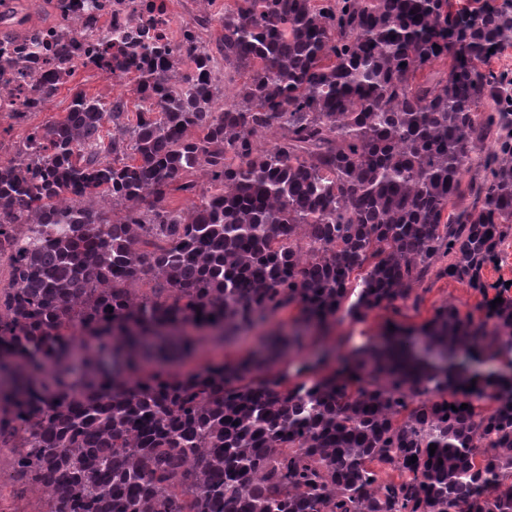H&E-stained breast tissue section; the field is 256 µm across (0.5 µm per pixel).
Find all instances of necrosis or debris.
Segmentation results:
<instances>
[{"label":"necrosis or debris","mask_w":512,"mask_h":512,"mask_svg":"<svg viewBox=\"0 0 512 512\" xmlns=\"http://www.w3.org/2000/svg\"><path fill=\"white\" fill-rule=\"evenodd\" d=\"M16 2L0 0V31L13 33L0 46V119L47 111L38 90L49 79L90 73L113 86L133 79V70L92 65L98 46L109 41L136 49L146 30L166 48L167 65L195 56L199 32L194 23L177 20L172 0H30L32 14L24 19L16 15Z\"/></svg>","instance_id":"obj_1"}]
</instances>
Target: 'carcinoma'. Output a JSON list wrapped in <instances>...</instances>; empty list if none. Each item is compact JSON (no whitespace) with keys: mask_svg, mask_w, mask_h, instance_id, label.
Segmentation results:
<instances>
[{"mask_svg":"<svg viewBox=\"0 0 512 512\" xmlns=\"http://www.w3.org/2000/svg\"><path fill=\"white\" fill-rule=\"evenodd\" d=\"M211 21L223 34L203 64L248 73L224 107L204 76L168 87L133 51L138 97L155 94L157 111L131 119L77 91L26 138L47 153L39 171L23 149L0 160L13 478L47 493L41 512H512V359L481 383L465 368L512 356V295L493 309L481 282L512 230V75L488 67L512 46V13L232 0ZM448 57L443 79L417 81ZM196 171L199 203L169 208L171 187L197 192ZM430 276L483 301L395 325L393 345L333 373L302 363L292 387L246 380L251 360L134 377L191 354L186 327L222 344L292 307L327 328L416 306Z\"/></svg>","mask_w":512,"mask_h":512,"instance_id":"cac0c4a2","label":"carcinoma"}]
</instances>
